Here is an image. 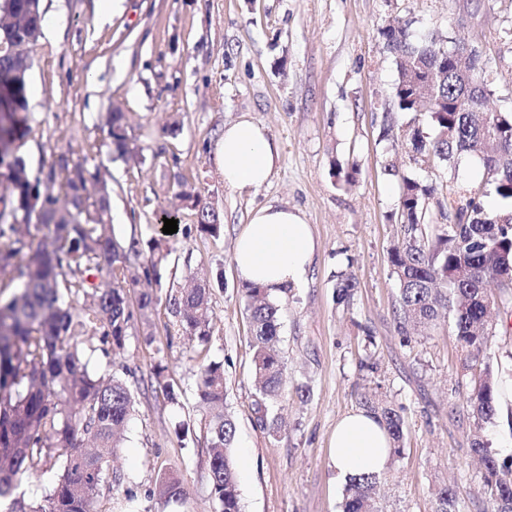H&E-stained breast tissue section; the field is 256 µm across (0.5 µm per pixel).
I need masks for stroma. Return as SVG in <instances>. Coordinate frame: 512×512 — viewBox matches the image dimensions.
<instances>
[{
  "instance_id": "1",
  "label": "stroma",
  "mask_w": 512,
  "mask_h": 512,
  "mask_svg": "<svg viewBox=\"0 0 512 512\" xmlns=\"http://www.w3.org/2000/svg\"><path fill=\"white\" fill-rule=\"evenodd\" d=\"M42 32L32 47L29 129L16 152L31 176L60 158L100 169L110 189L118 240L162 234L164 212L178 230L163 281L189 274L212 281L207 346L167 335L165 302L155 306L153 343L134 324L116 360L135 391L126 441L108 469L117 473L95 499V512H220L211 493L208 410L195 397L203 360L224 365L226 405L236 422L232 458L242 512H341L345 483L331 462L337 421L375 395L404 420L403 451L380 473L384 512H434L449 483L461 512L486 505L485 470L472 452L483 437L512 462V328L504 320L512 288H492L494 324L487 350L472 361L450 317L402 336L396 328L398 282L388 253L400 235L403 179L433 180L426 202L437 233L449 201L465 204L483 181L481 161L454 164L412 158L405 132L432 135L427 115L398 111L397 72L378 34L407 22L414 37L463 40L479 52L490 104L512 108V0H122L109 17L98 0H42ZM125 115L133 156L112 159L106 113ZM249 114L281 148L267 185L224 183L216 150L226 123ZM224 217L211 237L179 192ZM273 203L300 210L317 248L303 281L280 297L279 348L284 392L269 408L283 425L261 428L246 300L232 263L238 233L253 210ZM357 288L336 301V274ZM185 391L165 399L154 375ZM498 376V415L476 431L469 398L481 366ZM190 430L179 434V423ZM178 479L176 501L154 496L160 476Z\"/></svg>"
}]
</instances>
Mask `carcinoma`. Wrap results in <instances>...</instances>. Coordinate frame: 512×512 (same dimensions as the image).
Segmentation results:
<instances>
[{
  "label": "carcinoma",
  "mask_w": 512,
  "mask_h": 512,
  "mask_svg": "<svg viewBox=\"0 0 512 512\" xmlns=\"http://www.w3.org/2000/svg\"><path fill=\"white\" fill-rule=\"evenodd\" d=\"M384 45H396L392 54L398 70L395 102L401 112L427 108L435 135L427 138L420 128L409 132V145L417 153L442 162L462 154L478 157L502 202L487 209L471 197L456 208L457 222L430 237L426 233L425 201L436 191L432 183L403 181L399 202L402 237L389 251L392 273L399 284L397 330L407 336L418 324L437 319L440 307L449 305L455 334L462 346L479 359L489 344L492 308L487 288L496 282L512 288V112L487 108L491 94L476 52L461 48L454 61L435 37L412 39L409 24L380 29ZM28 78L13 74L10 60L0 50V166L7 168V192L0 194V276L15 292L0 299V500L11 499L8 512H93V502L103 482L105 465L122 447L123 432L134 410V395L123 375L124 365L110 360L102 371L90 373L84 337L102 331L112 350L124 347L134 324L128 292L141 280L161 285V267L171 249L162 239L150 241L147 265L139 263V240L123 245L113 235L109 218V193L82 194L96 178L83 165L66 172L64 201L54 196L55 169L46 180L31 178L26 161L15 153V143L28 129ZM112 155L131 151L125 116L106 117ZM181 198L196 210L197 229L213 237L223 231L220 213L199 206L196 196L183 191ZM46 231L42 242L36 233ZM32 253L29 260L23 256ZM101 274L108 283L95 284ZM356 282L337 276L336 299L349 303ZM253 330V375L258 391L255 405L259 420L275 430L276 420L265 419L267 404L283 391L284 363L276 343L280 305L262 288L244 286ZM83 297L78 310L74 297ZM160 301L152 291L140 292L139 321L153 341L150 314ZM166 304L179 330L201 345L211 338L212 310L209 285L170 288ZM497 377L485 367L469 399L474 424L491 423L498 414ZM200 404L215 411L206 422L210 448L212 493L221 512H241L231 448L236 423L219 409L224 404L223 363L200 366L196 380ZM364 408L385 425L392 453L399 455L403 418L377 399L364 400ZM472 450L485 468L488 508L484 512H512V465L499 464L482 440ZM60 464L61 474L44 503L34 507L13 497L21 478ZM379 475L349 478L342 512H379L375 499ZM156 493L177 500L184 490L170 476L160 477ZM457 489L445 485L437 494L435 512H459Z\"/></svg>",
  "instance_id": "carcinoma-1"
}]
</instances>
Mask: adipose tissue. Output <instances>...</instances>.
<instances>
[{
    "mask_svg": "<svg viewBox=\"0 0 512 512\" xmlns=\"http://www.w3.org/2000/svg\"><path fill=\"white\" fill-rule=\"evenodd\" d=\"M218 158L226 185L258 188L276 169L280 146L262 124L244 115L225 124ZM315 250L310 226L300 211L266 204L253 211L238 234L232 263L242 283L259 285L275 298L304 280ZM331 446L336 472L345 478L381 473L390 459L387 430L362 409L337 422Z\"/></svg>",
    "mask_w": 512,
    "mask_h": 512,
    "instance_id": "obj_1",
    "label": "adipose tissue"
}]
</instances>
